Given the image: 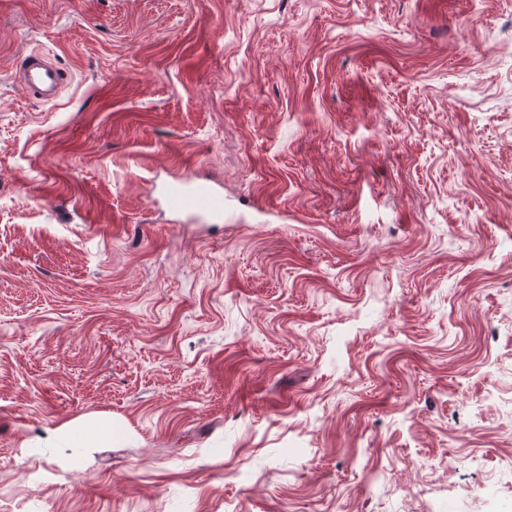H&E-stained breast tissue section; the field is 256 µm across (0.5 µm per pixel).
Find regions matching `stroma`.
I'll list each match as a JSON object with an SVG mask.
<instances>
[{
    "label": "stroma",
    "instance_id": "obj_1",
    "mask_svg": "<svg viewBox=\"0 0 512 512\" xmlns=\"http://www.w3.org/2000/svg\"><path fill=\"white\" fill-rule=\"evenodd\" d=\"M0 512H512V0H0ZM22 84L30 94L43 103L59 97L65 74L63 70L40 55L25 57L18 69ZM178 204H188L197 210H221L224 199L219 189L213 184L195 183L185 179L176 194ZM71 421L53 430L49 439L71 448H91L95 440L112 438V418L93 419L91 423ZM92 434V435H91Z\"/></svg>",
    "mask_w": 512,
    "mask_h": 512
}]
</instances>
